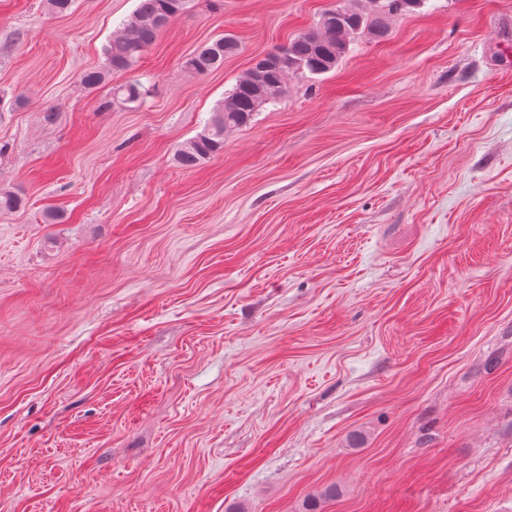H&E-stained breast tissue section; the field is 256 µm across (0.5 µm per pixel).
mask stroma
Masks as SVG:
<instances>
[{
	"instance_id": "1",
	"label": "stroma",
	"mask_w": 512,
	"mask_h": 512,
	"mask_svg": "<svg viewBox=\"0 0 512 512\" xmlns=\"http://www.w3.org/2000/svg\"><path fill=\"white\" fill-rule=\"evenodd\" d=\"M337 2L191 0L104 109L137 0H0V512H512V0H426L173 162ZM237 37L231 33L207 42L198 47L182 61V68L191 75L204 76L222 67L224 58L236 55L240 51ZM146 94L145 89L138 79H130L126 83L113 89L112 97L105 99L101 102V108L108 109L113 103L121 102L124 104H139L141 103L144 95Z\"/></svg>"
}]
</instances>
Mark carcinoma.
<instances>
[{
  "instance_id": "1",
  "label": "carcinoma",
  "mask_w": 512,
  "mask_h": 512,
  "mask_svg": "<svg viewBox=\"0 0 512 512\" xmlns=\"http://www.w3.org/2000/svg\"><path fill=\"white\" fill-rule=\"evenodd\" d=\"M190 0H138L132 16L104 49L105 62L98 69L83 73L82 83L95 89L110 73H130L136 69L147 49L163 29L182 14ZM426 0H347L323 11L314 27L295 35L283 49L274 48L255 57L247 71L224 97L202 131L182 145L174 162L193 169L224 150V139L247 126L266 105L279 100L291 77L309 78L336 68L358 38L381 40L388 35L387 19L398 13H412ZM240 51L237 37L231 33L198 47L182 61L191 75L204 76L224 65V59ZM146 94L137 79L113 89L112 97L101 102L108 109L115 102L139 104ZM24 206L21 194L0 186V212H13Z\"/></svg>"
}]
</instances>
